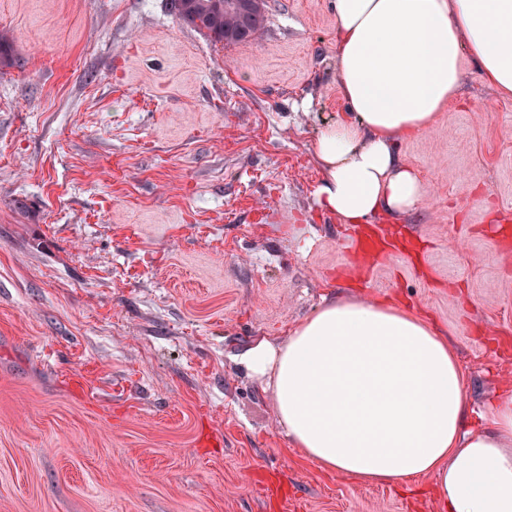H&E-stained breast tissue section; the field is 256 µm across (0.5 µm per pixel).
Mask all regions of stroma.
Segmentation results:
<instances>
[{
    "label": "stroma",
    "mask_w": 512,
    "mask_h": 512,
    "mask_svg": "<svg viewBox=\"0 0 512 512\" xmlns=\"http://www.w3.org/2000/svg\"><path fill=\"white\" fill-rule=\"evenodd\" d=\"M227 45L167 0H0V512H439L294 448L241 362L325 302L446 332L474 405L512 393V97L400 141L416 239L362 278L312 143L348 107L333 0H267Z\"/></svg>",
    "instance_id": "35a3bbf8"
}]
</instances>
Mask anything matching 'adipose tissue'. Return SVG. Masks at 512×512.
<instances>
[{"mask_svg":"<svg viewBox=\"0 0 512 512\" xmlns=\"http://www.w3.org/2000/svg\"><path fill=\"white\" fill-rule=\"evenodd\" d=\"M336 85L348 117L313 142L316 204L341 223L403 216L427 194L400 140L456 102L463 63L512 96V0H335ZM246 369L268 381L295 448L363 482L433 476L440 512H512V394L468 425L464 374L417 311L325 304L283 345L262 340Z\"/></svg>","mask_w":512,"mask_h":512,"instance_id":"1","label":"adipose tissue"}]
</instances>
